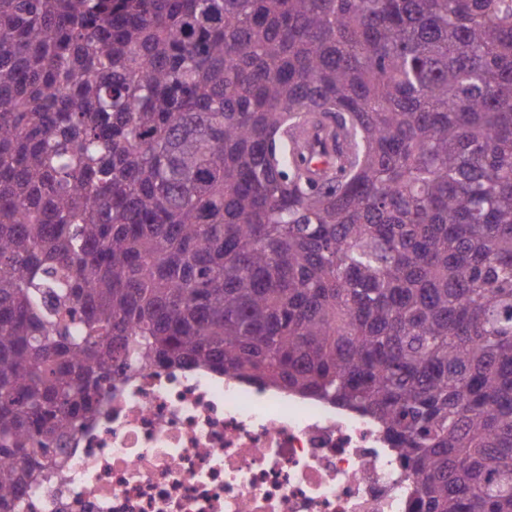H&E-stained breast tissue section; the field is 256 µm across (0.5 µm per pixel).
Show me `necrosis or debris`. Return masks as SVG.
I'll return each instance as SVG.
<instances>
[{
    "mask_svg": "<svg viewBox=\"0 0 512 512\" xmlns=\"http://www.w3.org/2000/svg\"><path fill=\"white\" fill-rule=\"evenodd\" d=\"M15 512H408L378 425L202 368L117 377Z\"/></svg>",
    "mask_w": 512,
    "mask_h": 512,
    "instance_id": "1",
    "label": "necrosis or debris"
}]
</instances>
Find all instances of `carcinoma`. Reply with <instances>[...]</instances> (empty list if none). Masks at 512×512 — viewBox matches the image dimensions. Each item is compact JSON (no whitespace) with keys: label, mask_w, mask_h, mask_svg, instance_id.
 Segmentation results:
<instances>
[{"label":"carcinoma","mask_w":512,"mask_h":512,"mask_svg":"<svg viewBox=\"0 0 512 512\" xmlns=\"http://www.w3.org/2000/svg\"><path fill=\"white\" fill-rule=\"evenodd\" d=\"M151 365L512 512V0H0V512Z\"/></svg>","instance_id":"carcinoma-1"}]
</instances>
